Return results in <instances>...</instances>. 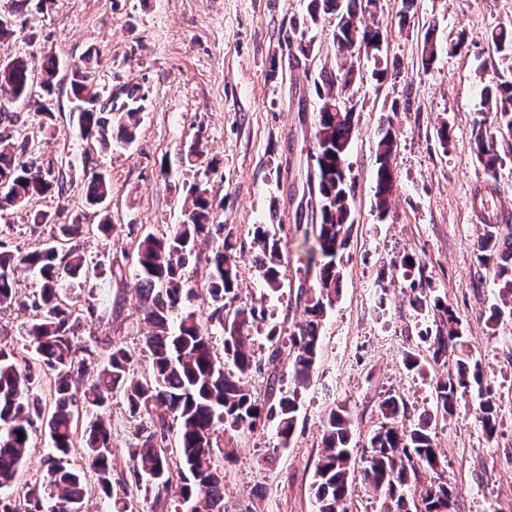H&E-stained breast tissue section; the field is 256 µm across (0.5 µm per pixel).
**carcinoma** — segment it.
<instances>
[{
	"instance_id": "1",
	"label": "carcinoma",
	"mask_w": 512,
	"mask_h": 512,
	"mask_svg": "<svg viewBox=\"0 0 512 512\" xmlns=\"http://www.w3.org/2000/svg\"><path fill=\"white\" fill-rule=\"evenodd\" d=\"M35 3L39 13L50 0H11L10 22L0 23V44L16 33L18 17ZM377 0H309L306 22L315 24L321 15L336 13L333 45L336 68L321 71L314 79L319 108L315 120L314 154L316 177L309 191L317 198L318 222L308 224L304 238L313 241L312 251L321 260L309 259L297 270V300L303 302L304 318L289 329L268 321L264 305H233L238 290L236 240L224 225V199L193 183L191 204L178 224L157 236L142 234L123 249L131 259L144 324L142 336L149 367L137 375L128 352L112 337L85 340L81 332L87 321L112 313V276L102 264L88 261L81 246L89 225L77 215L67 224H56L51 215L33 207L35 200L54 193L69 197L75 184L63 165L43 166L35 158V135L15 130L0 134V211L28 212L32 224H51L55 233L49 242L26 253L0 242V312L18 306L33 312L19 350L0 345V490L11 486L28 457L31 433L36 423L48 428L51 444L49 465L43 482L29 488L23 499L0 493V512H83L91 489L113 512L126 505L112 483V423L101 411L113 392H122L130 417L150 419V426L137 430L128 448L129 478L123 484L147 482L161 494L172 492L173 512H224V480L215 455L228 456L221 444L223 434L275 425L279 445L288 446L297 424L300 397L306 389L321 353V329L327 311L335 306L344 279V255L353 229L351 201L354 184L345 170L350 144L356 132L355 87L361 80L354 61L360 54L373 62L377 81L388 78V37L380 26L363 25L353 30L346 19L362 20ZM496 49L512 51V29L501 27L491 34ZM105 59L89 49L75 63L64 81L67 95L85 108L70 113L83 140L110 148L128 145L147 101L140 85H125L116 94L100 82ZM8 71L0 70V113L19 101L38 97V130H50L58 108L56 90L61 79L59 59L44 54L34 65L22 56L4 58ZM487 102L495 104L494 120L478 122L475 146L485 171L494 175L504 158L498 136L512 134V78L483 88ZM394 137L391 128L380 132L376 156L374 205L383 213L396 188L392 167ZM85 203L107 211L112 183L106 173L85 157L81 181ZM485 234L476 246L482 266L492 268L498 293L512 296V225L498 223V214L483 211ZM255 263L266 291L279 296L287 280V257L273 224H255L252 230ZM206 267V294L210 321L222 330V348L193 310L185 303L195 296L190 273L200 263ZM394 266L409 288V303L417 313L433 315V327L421 341L434 359L448 353V346L463 348L461 323L448 304L426 291L420 261L402 255ZM33 275L39 281L36 293L20 295L18 277ZM80 276L92 283L87 298L78 301L66 293L68 279ZM179 313L176 325L170 317ZM264 336L271 351L263 357L254 350L255 336ZM288 352L287 373L277 372V360ZM267 374L269 391L289 376L293 389L276 401L257 397L248 385L254 374ZM53 381V409L44 408L35 390L43 378ZM485 371L479 362L459 360L454 376L435 384L436 410L404 426L403 400L390 396L381 403V413L390 427H381L370 440V451L360 475L373 494L391 502L386 512H413L405 491L423 470L435 472L443 460L434 443L432 424L438 415H453L465 396L474 398L483 430H495V400L484 385ZM82 382L77 388L75 383ZM165 410L176 423L173 437L177 458L169 454L171 426L153 414ZM24 438H19V434ZM84 447L77 448V440ZM352 419L343 406L330 410L324 423L323 451L316 467L312 491L317 512H349L354 477L351 467ZM93 473L90 487L87 473ZM419 512H452L453 493L448 484L434 482L420 494Z\"/></svg>"
}]
</instances>
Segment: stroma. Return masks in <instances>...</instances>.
Masks as SVG:
<instances>
[{
  "instance_id": "stroma-1",
  "label": "stroma",
  "mask_w": 512,
  "mask_h": 512,
  "mask_svg": "<svg viewBox=\"0 0 512 512\" xmlns=\"http://www.w3.org/2000/svg\"><path fill=\"white\" fill-rule=\"evenodd\" d=\"M307 5L308 0H53L48 11L33 16L36 37L18 29L8 55L35 63L50 51L69 66L92 47L110 61L106 84H139L148 92L134 142L92 154L112 177L114 259H121L136 235H159L178 223L191 201V184L200 181L223 200V220L234 229L241 301H263L251 244L254 225L276 220L289 272L305 265L312 245L296 226L312 221L301 197L313 168L319 105L314 80L336 61L333 16L309 26L308 55L289 42ZM403 15L409 18L404 27ZM365 20L386 29L397 75L379 83L372 63H361L357 131L347 158L355 185L354 228L342 296L325 318L322 352L288 446L279 448L271 425L225 433L230 456L220 462L224 512H316L311 485L323 421L333 406L351 412L358 466L384 422L385 398L403 399L409 427L433 410L435 382L456 373L458 354L435 361L421 342L432 320L415 314L393 266L405 253L420 259L430 288L459 318L464 348L481 361L496 399L493 435L483 432L470 402L438 421L434 441L445 466L422 472L418 484L446 482L456 496V512H512V317L494 327L486 322L498 296L492 271L476 258L484 222L474 205L477 190L492 185L490 207L512 219V136L499 139L504 162L493 177L478 160L474 142L485 110L482 88L512 77V54L499 52L490 40L497 25L512 22V0H414L410 8L404 0H378ZM428 37L441 53L426 69L421 51ZM70 108L67 97H60L55 130L40 138L37 154L44 162L71 160L78 182L90 146L72 124ZM387 122L396 139L397 189L388 214L381 215L373 204L376 151L378 131ZM443 127L449 130L444 144L438 138ZM198 139L206 154L193 172L181 158ZM50 235V226H33L21 211L0 219V240L12 248L34 249ZM135 283L132 266L124 265L122 275L112 278L117 307L111 317L88 322L86 331L120 342L141 371L148 359ZM266 304L274 321L287 325L304 310L292 288ZM410 352L420 356L423 372L406 368ZM104 416L112 421V479L118 482L129 476L127 448L138 423L118 393ZM31 442L11 495L26 492L46 471L47 431L33 430Z\"/></svg>"
}]
</instances>
